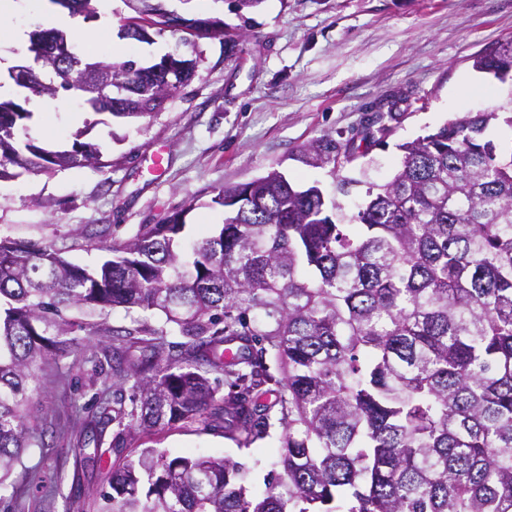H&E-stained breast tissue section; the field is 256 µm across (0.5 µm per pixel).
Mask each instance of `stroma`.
<instances>
[{
  "mask_svg": "<svg viewBox=\"0 0 512 512\" xmlns=\"http://www.w3.org/2000/svg\"><path fill=\"white\" fill-rule=\"evenodd\" d=\"M161 3L187 19L220 18L247 39L233 49L197 40L191 83L164 110L134 124L91 112L79 91L60 93L58 107L45 114L41 97L15 92L32 114L27 137L53 151L93 143L112 165L0 181V239L63 242L67 260L92 266L102 254L85 251L83 237L99 230L121 243L138 225L182 211L185 233L195 238L224 221L223 208L211 202L215 188L273 167L306 184L325 181L322 171L296 161L303 143L328 134L359 147L368 131L390 125L385 144L366 157L369 179L381 183L400 161V143L512 96V84L472 67L473 56L512 39V0H263L252 11L239 10L238 0ZM133 15L116 0L111 22L94 39L76 33L72 40L79 50L138 62L167 53L176 41L168 33L150 44L121 38ZM66 365L64 379H40L36 400L49 408L43 444L16 468L34 475L28 512H99L83 493L107 486L112 472V429L104 430L94 458L67 433L70 404L83 405L87 419L99 408L92 363L73 355ZM277 445L270 437L241 450L223 430L186 423L126 443L172 456L233 457L250 467L258 491L279 478Z\"/></svg>",
  "mask_w": 512,
  "mask_h": 512,
  "instance_id": "stroma-1",
  "label": "stroma"
}]
</instances>
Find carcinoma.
Masks as SVG:
<instances>
[{"label": "carcinoma", "mask_w": 512, "mask_h": 512, "mask_svg": "<svg viewBox=\"0 0 512 512\" xmlns=\"http://www.w3.org/2000/svg\"><path fill=\"white\" fill-rule=\"evenodd\" d=\"M67 7L86 20L99 0ZM146 0L123 37L172 35ZM67 34L35 29L27 50L36 96L79 89L96 113L150 117L195 76L188 67L74 53ZM473 68L512 79V42ZM31 118L0 98V180L14 168L49 175L112 165L85 143L49 151L20 143ZM512 111L479 112L398 145L383 183L343 175L356 149L329 135L296 160L328 170L336 194L298 186L272 168L215 190L224 223L194 240L184 212L141 224L127 241L86 237L113 257L89 270L53 246L0 239V504L28 508L11 480L41 445L37 374L63 371L75 352L112 362L118 392L97 390L98 420L115 439L194 422L250 448L279 425L282 481L251 491L250 468L230 457H172L136 448L113 465L109 489L89 490L101 512H512V150L490 126ZM366 186L347 215L336 196ZM132 328L90 321L115 309ZM87 330L112 342L78 347ZM182 350L165 353L167 337ZM224 376L227 393L208 374Z\"/></svg>", "instance_id": "carcinoma-1"}]
</instances>
